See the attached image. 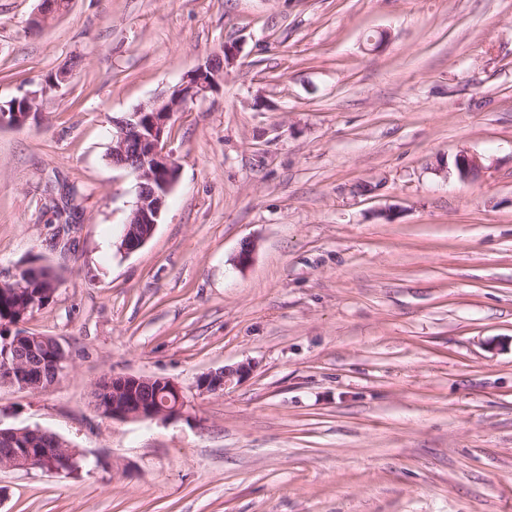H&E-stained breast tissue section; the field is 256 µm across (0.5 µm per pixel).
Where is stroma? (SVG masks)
I'll return each instance as SVG.
<instances>
[{
  "label": "stroma",
  "instance_id": "1",
  "mask_svg": "<svg viewBox=\"0 0 512 512\" xmlns=\"http://www.w3.org/2000/svg\"><path fill=\"white\" fill-rule=\"evenodd\" d=\"M38 5L0 0V104L73 76L0 127V282L35 261L58 284L0 334L69 367L0 386V426L88 465L0 471V512H512V0H73L35 30ZM228 42L174 115L152 237L119 251L113 121ZM112 375L173 381L183 417H100ZM249 364H239L231 368H220L204 373L198 378L197 387L204 392L223 391L225 386L237 378L238 381L248 376L251 371Z\"/></svg>",
  "mask_w": 512,
  "mask_h": 512
}]
</instances>
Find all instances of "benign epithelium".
Masks as SVG:
<instances>
[{"instance_id": "obj_1", "label": "benign epithelium", "mask_w": 512, "mask_h": 512, "mask_svg": "<svg viewBox=\"0 0 512 512\" xmlns=\"http://www.w3.org/2000/svg\"><path fill=\"white\" fill-rule=\"evenodd\" d=\"M69 8L70 5L64 6L59 0H40L38 12L32 19V27L37 29L47 26ZM238 54L239 48L236 44H224L221 53L206 58L161 97L113 122L116 132L112 135V164L130 171L138 184L137 200L121 237L120 249L123 252L139 250L152 237L166 199L177 182L179 165L166 148L174 113L182 110L188 102L215 91L224 81L225 71L234 64ZM36 102L37 94L25 96L23 107L16 106L13 111L0 114V125H26L36 116ZM455 165L464 178L483 172L480 157L475 154L458 155ZM250 371L248 364L211 370L198 378L197 387L204 392H219L232 379L241 380ZM2 385L30 391H41L50 387V383L45 381L44 370L31 372V366L17 354L12 358H4L0 364V386ZM94 388L107 394L106 404L100 407L98 414L112 420L170 421L182 416L185 406L184 395L179 386L166 378L112 376L99 380ZM153 390L166 394L165 400L160 403L157 398L150 397ZM34 434L41 436L43 431L28 427L0 429V445L9 448V453L0 458L1 470H31L32 455H26L17 449L16 441L26 436L30 438ZM60 452L59 448L39 449L43 471L62 473L56 463V456Z\"/></svg>"}]
</instances>
